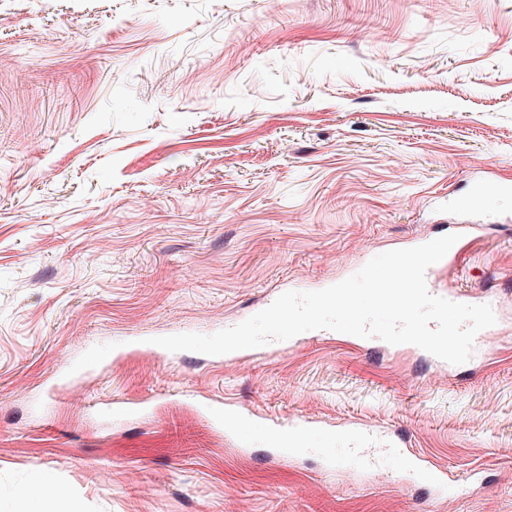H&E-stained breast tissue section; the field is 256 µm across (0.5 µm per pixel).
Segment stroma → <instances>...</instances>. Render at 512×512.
Masks as SVG:
<instances>
[{"instance_id":"35a3bbf8","label":"stroma","mask_w":512,"mask_h":512,"mask_svg":"<svg viewBox=\"0 0 512 512\" xmlns=\"http://www.w3.org/2000/svg\"><path fill=\"white\" fill-rule=\"evenodd\" d=\"M501 185L512 0H0V512L37 466L61 512H512ZM472 213L492 228L439 280L496 297L490 365L341 337L229 362L121 350L216 333ZM289 414L307 446L269 460ZM366 428L489 485L326 469ZM352 336L353 337H350V339L355 341V345H357L360 349L365 350V351L371 352V351H374L377 349H382V350L389 351V352H395V351L401 350L402 347L405 346L406 350L426 357L430 362H432L433 364H435L436 366H438L441 369L447 370V368H448V371H450V370H453L455 367L459 366V365H452L443 360H440V359L436 358L435 356L429 354L428 352H426V351L422 350L421 348H419L415 345H412V344L390 345L376 337L361 338V337L354 336V335H352Z\"/></svg>"}]
</instances>
